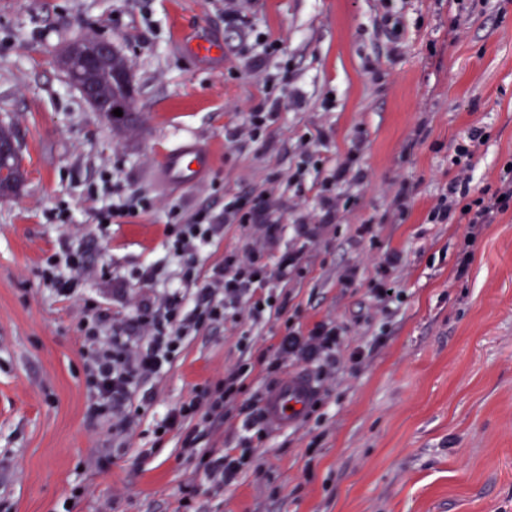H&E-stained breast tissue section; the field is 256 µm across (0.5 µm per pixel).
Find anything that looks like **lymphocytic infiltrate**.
<instances>
[{"mask_svg": "<svg viewBox=\"0 0 512 512\" xmlns=\"http://www.w3.org/2000/svg\"><path fill=\"white\" fill-rule=\"evenodd\" d=\"M480 130H471L455 145L451 164L456 172L445 192L431 210L434 224H464L467 240H474L481 225L494 223L497 216L512 207V163L506 164L496 186L474 190L470 187L471 159L483 145ZM360 170L342 164L330 169L321 186L324 191L319 211L308 213V224L334 223L339 209V188L363 180ZM264 196L239 197L224 205L223 218L217 219L200 210L183 218L173 216L166 229L172 255L182 264V288L173 289L155 301L141 302L130 319H116L106 313L100 302L85 305L78 332L89 345L88 386L91 416L105 417L113 431L122 433L132 422L131 402L149 380L160 376L180 353L185 339L200 328L224 320L227 314L247 310L252 320H261L277 301L274 293L258 295L272 279L286 278L295 266V255L287 254L276 265L262 262L253 251L225 255L208 286L197 288L194 299H186L183 287L193 285L195 256L218 234L221 224H262L268 234H275L278 223L267 216ZM88 265L82 253L64 250L47 258L40 271L46 287L68 295L74 292ZM341 329L318 324L307 334L288 331L277 347L278 355H301L329 364L336 361ZM240 372H232L222 388L207 400L194 397L168 410L158 427L162 431L182 429L183 452L203 458L206 472L216 485L231 483L250 460L249 453L233 455L221 448L206 452L197 449L200 429L215 431L224 424L225 411L241 390Z\"/></svg>", "mask_w": 512, "mask_h": 512, "instance_id": "obj_1", "label": "lymphocytic infiltrate"}]
</instances>
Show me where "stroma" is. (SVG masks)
Here are the masks:
<instances>
[{"label": "stroma", "instance_id": "35a3bbf8", "mask_svg": "<svg viewBox=\"0 0 512 512\" xmlns=\"http://www.w3.org/2000/svg\"><path fill=\"white\" fill-rule=\"evenodd\" d=\"M230 10L229 0H0V123L23 170L0 197V512H178L187 498L197 512H512V208L482 226L465 267L467 225L428 221L450 147L470 130L488 137L471 159L474 186L512 161V0H248L232 24ZM398 23L397 52L386 31ZM199 33L221 42V61L181 50ZM80 36L126 56L133 134L118 136L59 65ZM272 40L282 50L267 51ZM284 86L291 95L262 137L237 136ZM187 135L212 149V167L193 187L164 184L158 159ZM304 135L364 174L343 185L336 222L306 234L298 215L318 208L321 178L288 180ZM263 190L278 235L225 225L195 265L203 285L227 253L254 249L272 264L298 253L297 271L273 284L280 311L256 323L243 310L188 337L134 397L126 432L89 417L84 302L124 318L178 287L171 211L217 215ZM131 194L144 211L100 228L95 209ZM63 209L73 223L58 222ZM365 221L376 242L359 237ZM67 247L92 272L64 297L39 271ZM390 252L401 262L378 278ZM380 284L393 298L376 299ZM320 322L342 329L334 366L273 365L287 330ZM237 369L243 389L223 427L197 442L251 450L219 488L184 454L182 430L155 429ZM292 373L310 376L318 407L244 445L245 408Z\"/></svg>", "mask_w": 512, "mask_h": 512}]
</instances>
